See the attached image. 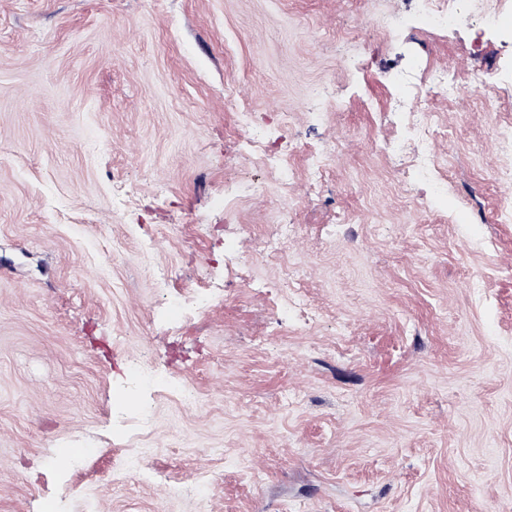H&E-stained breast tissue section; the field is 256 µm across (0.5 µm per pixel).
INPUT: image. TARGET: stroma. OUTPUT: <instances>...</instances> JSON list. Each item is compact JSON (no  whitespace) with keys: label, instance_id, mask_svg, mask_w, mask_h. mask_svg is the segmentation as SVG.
<instances>
[{"label":"stroma","instance_id":"35a3bbf8","mask_svg":"<svg viewBox=\"0 0 512 512\" xmlns=\"http://www.w3.org/2000/svg\"><path fill=\"white\" fill-rule=\"evenodd\" d=\"M439 68L495 81L449 97ZM407 104L439 131L428 207L375 149ZM502 126L512 35L464 10L0 0V512H512ZM456 0H412L417 12L437 28L451 26L456 17Z\"/></svg>","mask_w":512,"mask_h":512}]
</instances>
